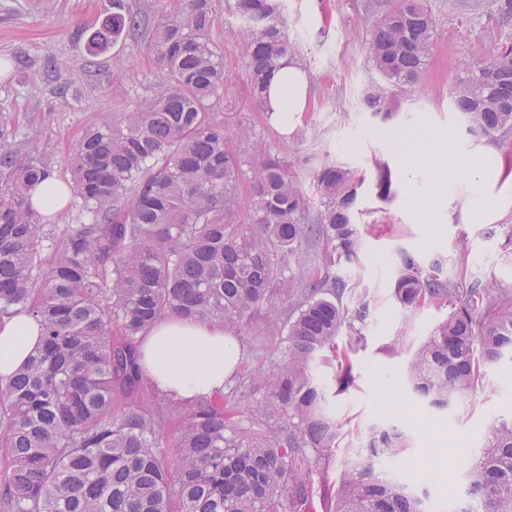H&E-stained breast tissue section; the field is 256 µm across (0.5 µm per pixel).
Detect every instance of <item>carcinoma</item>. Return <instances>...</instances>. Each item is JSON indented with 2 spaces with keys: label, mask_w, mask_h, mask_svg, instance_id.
<instances>
[{
  "label": "carcinoma",
  "mask_w": 512,
  "mask_h": 512,
  "mask_svg": "<svg viewBox=\"0 0 512 512\" xmlns=\"http://www.w3.org/2000/svg\"><path fill=\"white\" fill-rule=\"evenodd\" d=\"M214 0H175L171 16L150 21L123 0L93 32L92 47L152 26L160 67L152 95L110 123L88 125L64 159L88 223L55 240L31 188L53 177L49 155L18 156L17 117L0 111V318L24 312L43 339L23 366L0 381V486L4 512H425L409 488L376 470L401 461L410 439L374 425L342 462L337 485L315 491L314 476L340 445V421L318 370L338 365L351 380L343 326L358 334L369 305L350 309L348 284L329 274L356 254L357 189L350 172L324 163L313 173L324 210L309 201L288 162L256 147L252 201L236 218L242 164L216 116L231 68L207 37ZM374 18L366 54L382 81L363 97L383 120L425 72L437 36L428 0H366ZM247 36L238 46L260 104L274 73L307 64L288 36L280 0H225ZM451 94L474 137L512 130V37L458 63ZM377 190L390 193L375 162ZM321 246L325 272L299 247ZM494 282L466 287L400 254L394 296L405 309H448L407 363L413 391L440 408L482 383L512 353V294ZM294 300L283 322L284 351L260 380L265 393L244 409L234 393L193 404L151 400L138 363L140 339L176 316L219 322L241 335L276 299ZM480 508L512 512V418L494 423L467 469Z\"/></svg>",
  "instance_id": "carcinoma-1"
}]
</instances>
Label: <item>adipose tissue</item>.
<instances>
[{
  "instance_id": "ef3b65f1",
  "label": "adipose tissue",
  "mask_w": 512,
  "mask_h": 512,
  "mask_svg": "<svg viewBox=\"0 0 512 512\" xmlns=\"http://www.w3.org/2000/svg\"><path fill=\"white\" fill-rule=\"evenodd\" d=\"M309 79L289 66L269 84L265 108L278 121L298 123L307 107ZM399 166L419 173L404 190L406 207L423 223L433 224L447 203L450 187L458 180L469 183L483 212L497 207L485 184L495 173L476 156H460L452 134L432 129L425 136L400 137L395 151ZM41 326L21 313L0 321V377L18 370L38 345ZM142 374L160 394L195 401L221 394L224 381L236 367L240 350L218 323L168 317L157 322L138 347Z\"/></svg>"
}]
</instances>
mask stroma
I'll use <instances>...</instances> for the list:
<instances>
[{"label": "stroma", "instance_id": "stroma-1", "mask_svg": "<svg viewBox=\"0 0 512 512\" xmlns=\"http://www.w3.org/2000/svg\"><path fill=\"white\" fill-rule=\"evenodd\" d=\"M284 2L291 19L288 33L302 48L312 87L300 123L287 129L270 118L241 69L225 83L217 115L226 128L250 132V143L233 147L243 167L252 164L254 146L262 145L287 160L306 193H313L312 173L323 162L361 179L353 211L359 247L333 273L348 285L345 306L366 299L369 315L357 326V345H350L347 333L337 338L339 347L351 350L352 385L339 390L333 372L322 374L345 424L340 445L361 446L376 423L410 433L408 461L397 478L424 496L427 512H456L467 496L468 477L448 444L478 452L492 423L512 417V358L490 367L476 392L457 404L436 408L417 397L405 378L406 363L447 312L400 306L393 296L397 261L406 252L422 266L439 264L441 278L466 284L493 279L512 288V202L484 218L474 211L470 186L458 183L439 224L416 223L403 202L409 176L396 162L393 144L402 130L418 125L451 131L462 153L482 156L497 168L490 192L512 193V132L473 139L448 97L457 61L478 58L512 35V19L476 6L475 0H429L439 20L430 65L409 100L383 123L363 105L375 77L366 55L372 23L363 0ZM111 13L112 0H0V106L28 117L16 139L20 155L41 150L63 159L88 124L111 121L150 95L158 64L147 49L149 29L104 51L88 49L91 32ZM48 59L54 69H45ZM63 83L68 86L64 101L58 94ZM379 161L392 173L386 198L376 188ZM280 340V332L262 316L241 340L233 384L249 399L260 398L257 379L276 358Z\"/></svg>", "mask_w": 512, "mask_h": 512}]
</instances>
